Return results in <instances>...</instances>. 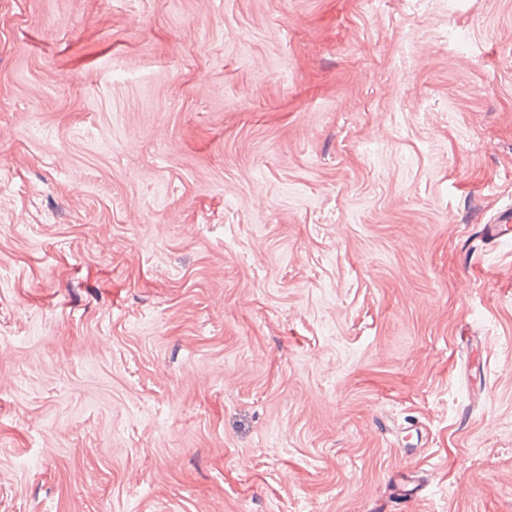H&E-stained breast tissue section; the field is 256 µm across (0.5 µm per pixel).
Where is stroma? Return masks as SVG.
<instances>
[{
	"instance_id": "obj_1",
	"label": "stroma",
	"mask_w": 512,
	"mask_h": 512,
	"mask_svg": "<svg viewBox=\"0 0 512 512\" xmlns=\"http://www.w3.org/2000/svg\"><path fill=\"white\" fill-rule=\"evenodd\" d=\"M512 0H0V512H512Z\"/></svg>"
}]
</instances>
